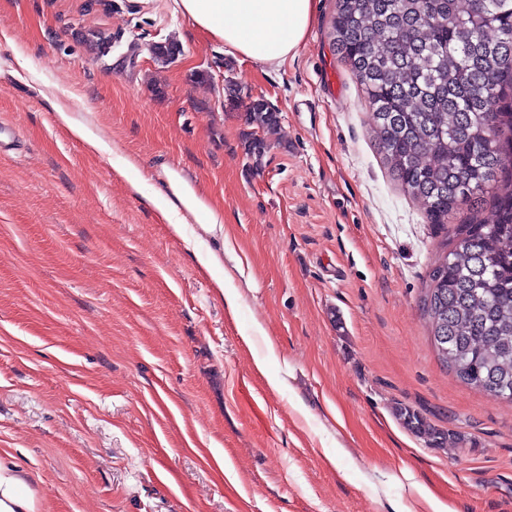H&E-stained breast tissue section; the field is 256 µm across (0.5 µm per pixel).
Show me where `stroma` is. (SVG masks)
<instances>
[{"instance_id": "1", "label": "stroma", "mask_w": 512, "mask_h": 512, "mask_svg": "<svg viewBox=\"0 0 512 512\" xmlns=\"http://www.w3.org/2000/svg\"><path fill=\"white\" fill-rule=\"evenodd\" d=\"M86 3L0 0V124L20 134L0 156V458L36 476L39 512H422V485L450 512H512V404L441 363L422 310L452 225L490 223L493 197L441 229L392 178L332 49L336 0L279 66L170 0ZM248 97L280 117L259 160ZM174 181L220 224L173 233L153 201ZM57 115L59 120L66 124L76 137L84 141L93 150L107 151L110 149L109 145L105 142L100 134L94 132L82 124L75 123L70 116V113L66 112L64 107H59V112H57Z\"/></svg>"}]
</instances>
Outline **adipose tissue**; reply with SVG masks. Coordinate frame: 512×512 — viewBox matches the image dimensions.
Returning a JSON list of instances; mask_svg holds the SVG:
<instances>
[{"label": "adipose tissue", "mask_w": 512, "mask_h": 512, "mask_svg": "<svg viewBox=\"0 0 512 512\" xmlns=\"http://www.w3.org/2000/svg\"><path fill=\"white\" fill-rule=\"evenodd\" d=\"M173 13L211 40L261 65L295 57L314 15V0H172ZM0 512H38L35 476L0 459Z\"/></svg>", "instance_id": "adipose-tissue-1"}]
</instances>
